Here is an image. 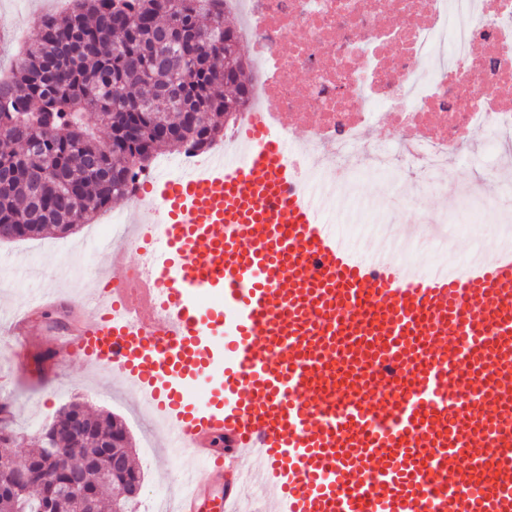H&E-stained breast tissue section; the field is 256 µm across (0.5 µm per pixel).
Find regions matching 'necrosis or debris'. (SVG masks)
Wrapping results in <instances>:
<instances>
[{"instance_id":"necrosis-or-debris-1","label":"necrosis or debris","mask_w":512,"mask_h":512,"mask_svg":"<svg viewBox=\"0 0 512 512\" xmlns=\"http://www.w3.org/2000/svg\"><path fill=\"white\" fill-rule=\"evenodd\" d=\"M224 7L243 15L238 37L255 56L250 101L228 142L258 112L287 144L302 182L346 192L372 170L395 190L396 169L407 170V211L423 194L446 209L428 237L438 268L448 264L452 221L500 213L512 198V175L499 167L512 158V0H224ZM297 127L305 139H294ZM377 129L384 138H372ZM479 134L494 151L490 193L441 175Z\"/></svg>"}]
</instances>
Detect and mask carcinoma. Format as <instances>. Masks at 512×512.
I'll return each instance as SVG.
<instances>
[{"mask_svg": "<svg viewBox=\"0 0 512 512\" xmlns=\"http://www.w3.org/2000/svg\"><path fill=\"white\" fill-rule=\"evenodd\" d=\"M63 15L39 19L41 36L13 77L0 81V241L65 234L119 198L128 175L163 150L205 152L224 131V111L247 100L246 74L225 63L239 44L224 25V0H75ZM106 130L100 138L97 129ZM88 429L63 410L46 426L56 442L30 454L33 477L20 498L41 512L47 463L59 481L87 465L84 484L68 488L53 512H74L93 498L95 512H129L125 478L106 475L129 449L112 441L128 433L112 414L82 405ZM17 433L0 419V459H15ZM9 475L0 470V512H16Z\"/></svg>", "mask_w": 512, "mask_h": 512, "instance_id": "carcinoma-1", "label": "carcinoma"}]
</instances>
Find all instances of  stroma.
<instances>
[{"label":"stroma","mask_w":512,"mask_h":512,"mask_svg":"<svg viewBox=\"0 0 512 512\" xmlns=\"http://www.w3.org/2000/svg\"><path fill=\"white\" fill-rule=\"evenodd\" d=\"M52 5L53 0H0V29L13 33L10 41L0 44V74L11 73L19 62L22 48L38 39L39 28L30 24V17L51 11ZM133 211V203L122 199L112 202L106 210L68 234L0 242V265L8 270L0 280V306H24L31 296L52 287L63 288L68 296L83 297V290L72 287V280L84 281L102 273L107 253L94 239V228L109 223L116 215L130 219ZM0 377L11 381L6 401L20 436L14 449L17 457H25L32 451V436L51 422L62 407L78 402L93 410L114 413L125 422L134 462L144 478L142 499L176 492L185 460L171 453L163 458L144 455L145 443L162 447L164 436L154 432L147 418L148 411L137 396L115 384L111 376L99 375L75 362L48 384L18 380L10 356L0 355Z\"/></svg>","instance_id":"1"}]
</instances>
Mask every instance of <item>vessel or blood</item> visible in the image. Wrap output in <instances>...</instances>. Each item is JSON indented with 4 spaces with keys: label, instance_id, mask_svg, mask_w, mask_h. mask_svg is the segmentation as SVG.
Segmentation results:
<instances>
[{
    "label": "vessel or blood",
    "instance_id": "b4317fda",
    "mask_svg": "<svg viewBox=\"0 0 512 512\" xmlns=\"http://www.w3.org/2000/svg\"><path fill=\"white\" fill-rule=\"evenodd\" d=\"M241 141L149 182L93 320L44 351L120 379L192 457L170 512H237L253 478L264 512H512V249L455 276L358 252L261 116ZM133 245L158 259L138 288ZM56 301L12 311L14 349Z\"/></svg>",
    "mask_w": 512,
    "mask_h": 512
}]
</instances>
